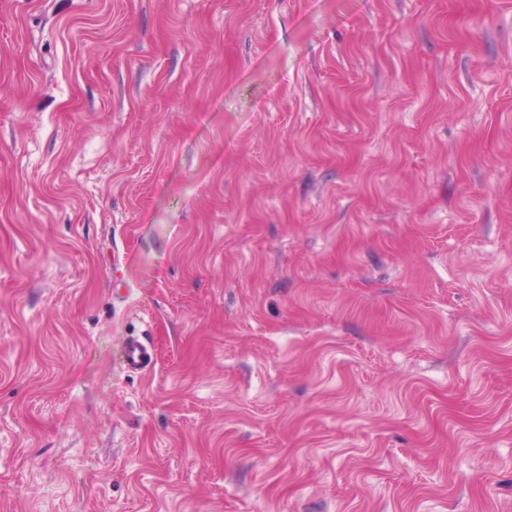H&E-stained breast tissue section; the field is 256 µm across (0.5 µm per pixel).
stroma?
Returning a JSON list of instances; mask_svg holds the SVG:
<instances>
[{"label":"stroma","instance_id":"1","mask_svg":"<svg viewBox=\"0 0 512 512\" xmlns=\"http://www.w3.org/2000/svg\"><path fill=\"white\" fill-rule=\"evenodd\" d=\"M0 512H512V0H0ZM126 365L132 371H143L151 363L150 348L139 337H130L125 346Z\"/></svg>","mask_w":512,"mask_h":512}]
</instances>
